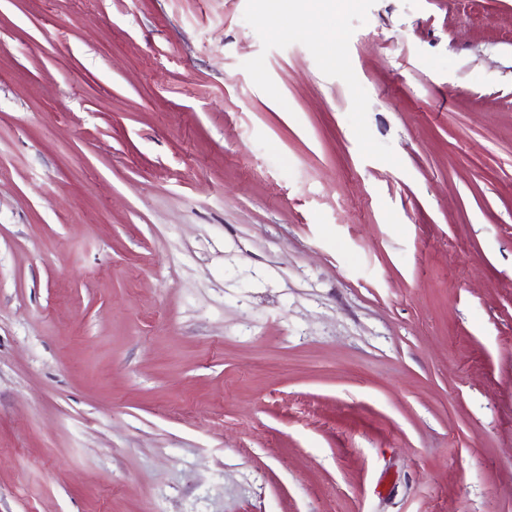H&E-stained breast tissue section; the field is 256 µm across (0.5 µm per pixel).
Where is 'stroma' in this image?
I'll list each match as a JSON object with an SVG mask.
<instances>
[{
    "mask_svg": "<svg viewBox=\"0 0 512 512\" xmlns=\"http://www.w3.org/2000/svg\"><path fill=\"white\" fill-rule=\"evenodd\" d=\"M0 512H512V0H0Z\"/></svg>",
    "mask_w": 512,
    "mask_h": 512,
    "instance_id": "stroma-1",
    "label": "stroma"
}]
</instances>
